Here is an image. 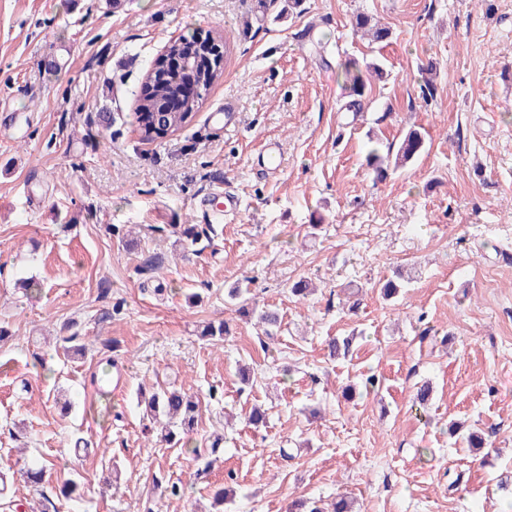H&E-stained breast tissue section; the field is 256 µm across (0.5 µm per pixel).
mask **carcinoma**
<instances>
[{
    "label": "carcinoma",
    "instance_id": "cac0c4a2",
    "mask_svg": "<svg viewBox=\"0 0 512 512\" xmlns=\"http://www.w3.org/2000/svg\"><path fill=\"white\" fill-rule=\"evenodd\" d=\"M356 34L369 37L377 44H387L391 38L388 27L379 25L366 13L356 14L351 22ZM302 44L325 63L326 44L315 34V26L309 25L297 33ZM221 41V36L179 37L167 44L166 50L154 61L155 69H147L144 74L145 93L139 98L134 113L141 138L155 141L182 128L198 110L202 96L222 77L221 67L202 68L198 58L207 50V43ZM425 74L420 91L423 97L433 96L436 66L429 62L423 67ZM351 100L345 104L348 111H357L361 107V97L375 80L384 78V69L377 62H370L360 68L353 60L341 71ZM428 133L421 126H413L402 134L398 143L389 144L388 149L395 151L394 167H404L416 159L426 148ZM366 164L373 173L374 181H382L388 175V165L379 155L378 148H372L366 155ZM144 415L153 420L156 437L170 442L179 429L185 435L193 430L199 404L195 398L175 386L159 387L149 395L141 396Z\"/></svg>",
    "mask_w": 512,
    "mask_h": 512
}]
</instances>
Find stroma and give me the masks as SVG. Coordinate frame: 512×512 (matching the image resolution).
Masks as SVG:
<instances>
[{
    "mask_svg": "<svg viewBox=\"0 0 512 512\" xmlns=\"http://www.w3.org/2000/svg\"><path fill=\"white\" fill-rule=\"evenodd\" d=\"M284 3L0 0V512H39L69 481L75 512H211L223 484V512H288L299 498L327 510L340 495L355 512H504L512 0H304L287 19ZM359 11L391 27L389 44L352 36ZM309 23L326 61L296 38ZM210 32L226 40L222 78L185 128L141 140L144 72L170 39ZM351 59L387 73L357 113L341 108ZM413 125L426 151L373 181L368 131L387 144ZM269 146L279 167L262 162ZM176 224L211 232L189 247ZM399 269L410 283L383 299ZM301 278L314 294L291 295ZM243 304L277 308L280 328L266 336ZM222 320L223 339L201 338ZM68 322L85 358L56 345ZM336 337L352 347L332 359ZM115 362L124 393L98 392L93 376ZM168 384L200 400L199 454L157 442L143 417L139 391ZM455 423L486 431L484 448ZM43 458L55 465L35 488L21 471ZM173 483L182 497L166 494Z\"/></svg>",
    "mask_w": 512,
    "mask_h": 512,
    "instance_id": "1",
    "label": "stroma"
}]
</instances>
